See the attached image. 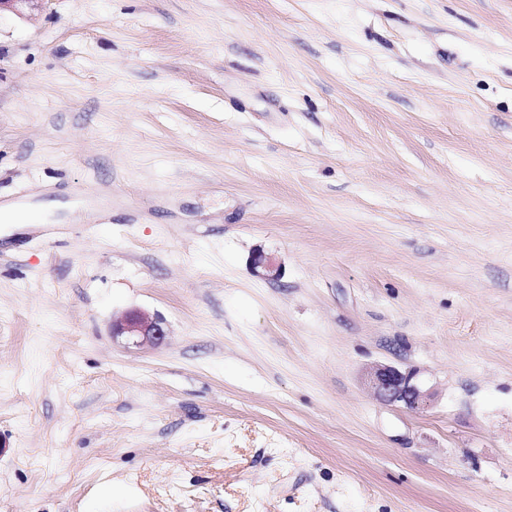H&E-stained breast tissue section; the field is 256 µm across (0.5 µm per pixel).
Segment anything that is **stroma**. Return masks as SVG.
<instances>
[{"mask_svg": "<svg viewBox=\"0 0 512 512\" xmlns=\"http://www.w3.org/2000/svg\"><path fill=\"white\" fill-rule=\"evenodd\" d=\"M5 203L0 512H512V0L2 14ZM253 268L256 272L268 280H278L282 275V266L277 259L263 251L257 252L252 259ZM113 336H126L137 345L153 346L164 342L166 330L158 316H151L141 311L127 313L119 321L112 323ZM369 383L380 398L390 403L417 407L425 397L414 372L404 373L392 366L372 369Z\"/></svg>", "mask_w": 512, "mask_h": 512, "instance_id": "35a3bbf8", "label": "stroma"}]
</instances>
